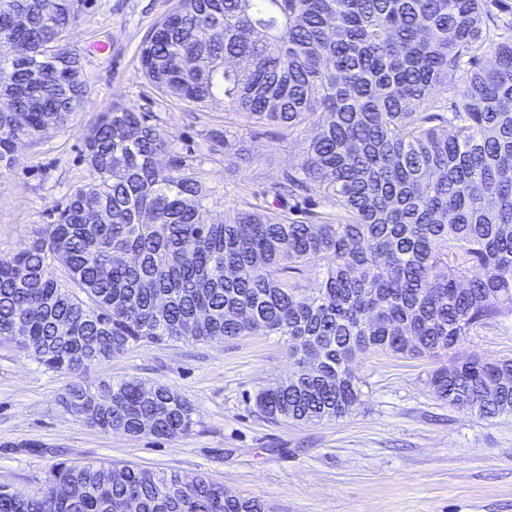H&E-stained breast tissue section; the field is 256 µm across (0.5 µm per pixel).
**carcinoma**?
Instances as JSON below:
<instances>
[{"instance_id":"carcinoma-1","label":"carcinoma","mask_w":512,"mask_h":512,"mask_svg":"<svg viewBox=\"0 0 512 512\" xmlns=\"http://www.w3.org/2000/svg\"><path fill=\"white\" fill-rule=\"evenodd\" d=\"M89 0H0V174L23 139L89 97L71 35ZM512 0H177L140 47V72L189 109L222 96L296 164L261 183L301 220L208 206L162 128L112 105L85 138L78 187L24 249L0 252V343L75 377L134 346L285 336L294 375L259 388L274 423L342 418L361 403V355L451 349L512 304ZM210 151L250 159L228 130ZM169 163H159L162 155ZM325 270L307 293L293 282ZM449 405L512 415V358L468 355L428 380ZM70 385L65 408L103 431L176 438L193 407L169 386ZM0 512H273L201 477L62 464Z\"/></svg>"}]
</instances>
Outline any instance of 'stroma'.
<instances>
[{
  "instance_id": "1",
  "label": "stroma",
  "mask_w": 512,
  "mask_h": 512,
  "mask_svg": "<svg viewBox=\"0 0 512 512\" xmlns=\"http://www.w3.org/2000/svg\"><path fill=\"white\" fill-rule=\"evenodd\" d=\"M175 3L92 0L72 38L89 98L66 126L22 142L13 168L0 175V251L24 248L74 188L92 186L85 136L115 103L169 132L222 209L238 207L241 188L258 189L282 163L297 161L299 142L272 139L223 100L191 111L143 78L140 45ZM227 129L245 138L251 161L209 152L210 136ZM461 355L512 357V312L430 357L362 358L354 366L362 404L315 424L269 423L248 400L292 372L283 336L167 340L90 367L89 387L136 378L167 384L191 402L192 431L159 439L88 426L62 404L71 375L0 344V486L34 493L57 463L117 461L202 476L277 512H512V415L474 416L438 400L427 384L433 370Z\"/></svg>"
}]
</instances>
